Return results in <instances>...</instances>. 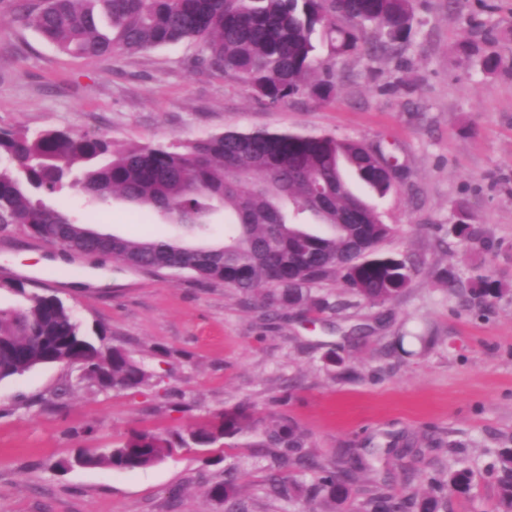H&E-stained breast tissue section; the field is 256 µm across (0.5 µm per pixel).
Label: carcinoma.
Here are the masks:
<instances>
[{
    "instance_id": "obj_1",
    "label": "carcinoma",
    "mask_w": 512,
    "mask_h": 512,
    "mask_svg": "<svg viewBox=\"0 0 512 512\" xmlns=\"http://www.w3.org/2000/svg\"><path fill=\"white\" fill-rule=\"evenodd\" d=\"M22 20L63 52L96 61L118 54L196 41L198 64L244 81L276 108L296 95L327 103L336 93L333 62L356 54L397 56L415 20L414 0H19ZM383 198L396 168L381 147L290 131L225 130L185 142L121 147L103 134L67 129H0V227H22L54 247L103 252L131 267L178 271L217 281L239 292L270 318L280 311L339 314L353 306L312 294L335 277L348 293L371 304L389 302L409 288L416 263L378 251L396 228L356 191L351 179ZM106 204L114 197L148 206L202 236L224 212V242L186 244L177 239L126 238L101 233L70 210L48 204L71 189ZM462 242L478 237L470 216L453 228ZM19 301L0 306V381L48 363L79 362L101 389L138 390L152 374L118 347L97 345L73 312L54 295L1 281ZM250 438L271 459L267 493L305 502L311 510L344 512H448V487L472 489L471 472L429 466L406 476V495L375 480L360 493L356 475L379 453L422 456L408 441L385 450L346 448L332 459L310 451L305 427L284 414L257 418L243 407L184 432L135 431L98 452L80 454L82 466L134 470L177 448ZM313 475L288 482L280 469ZM491 471L498 494L493 512H512V448L497 452ZM211 496L228 512H247L239 499L237 469Z\"/></svg>"
}]
</instances>
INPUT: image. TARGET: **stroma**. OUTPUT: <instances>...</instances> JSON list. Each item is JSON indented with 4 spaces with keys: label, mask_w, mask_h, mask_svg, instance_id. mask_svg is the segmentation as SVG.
<instances>
[{
    "label": "stroma",
    "mask_w": 512,
    "mask_h": 512,
    "mask_svg": "<svg viewBox=\"0 0 512 512\" xmlns=\"http://www.w3.org/2000/svg\"><path fill=\"white\" fill-rule=\"evenodd\" d=\"M417 18L398 56L340 61L333 101L295 96L273 109L242 82L195 66V43L87 60L44 41L0 0V128H70L118 146L233 129L379 144L404 166L388 196L365 195L397 229L381 249L420 263L390 302L265 320L224 284L64 253L0 228V281L31 288L54 276L46 294L153 375L135 391L103 390L82 365L55 363L1 381L0 512H224L209 490L231 465L249 512H302L268 495L271 461L257 448H180L134 471L74 462L131 431L182 432L240 404L295 418L323 458L407 437L445 442L432 466L468 468L476 493L449 491L450 512H485L498 489L490 466L512 447V0H419ZM469 44L500 66L484 70ZM63 203L104 233L187 235L121 200L89 207L70 192ZM464 210L478 230L472 245L450 232ZM441 269L458 277L455 291L437 279ZM482 277L498 284L495 297L474 295ZM357 324L366 337L349 338ZM426 336L437 344L424 346ZM331 350L358 378L335 377L324 361Z\"/></svg>",
    "instance_id": "35a3bbf8"
}]
</instances>
